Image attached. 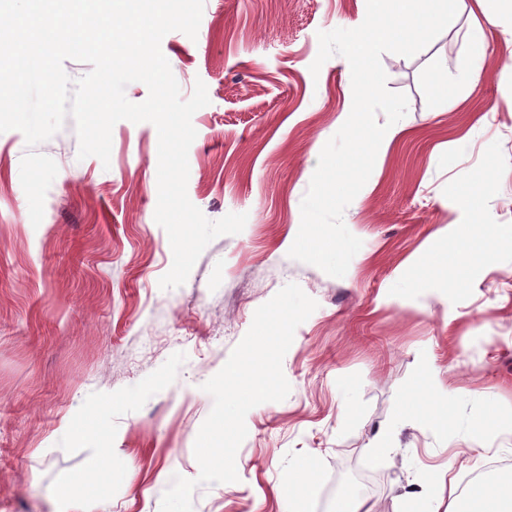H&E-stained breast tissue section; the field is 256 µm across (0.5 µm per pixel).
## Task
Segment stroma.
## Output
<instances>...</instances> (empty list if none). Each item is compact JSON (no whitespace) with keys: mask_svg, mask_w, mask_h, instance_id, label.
Wrapping results in <instances>:
<instances>
[{"mask_svg":"<svg viewBox=\"0 0 512 512\" xmlns=\"http://www.w3.org/2000/svg\"><path fill=\"white\" fill-rule=\"evenodd\" d=\"M473 8L458 0L452 23L415 56L381 57L408 110L344 211L363 245L340 278L288 251L352 95L343 56L311 74L317 34L356 21L366 0H205L196 38L163 37L182 98L199 80L209 97L192 118L188 197L212 221L248 216L205 248L180 287L159 286L173 255L154 219L153 124L117 122L105 165L78 159L66 119L36 147L59 168L37 226L20 181L24 136L0 133V512H66L70 497L82 512H160L173 475L200 473L194 442L213 407L203 384L290 283L318 303L283 359L291 391L247 413L238 481L197 487L193 512H288L281 490L305 460L318 474L305 512H333L340 496L406 512L407 492L452 455L459 491L512 476V427L467 435L483 410L512 417V107L500 99L512 84V16L486 26L472 82L462 48ZM448 79L461 99L432 93ZM485 172L491 187L473 217L458 190ZM471 222L502 236L471 280L392 295L419 276L424 251L455 252L451 225ZM425 359L459 391L453 427L400 416ZM381 434L387 451L371 452ZM99 472L102 499L80 482Z\"/></svg>","mask_w":512,"mask_h":512,"instance_id":"obj_1","label":"stroma"}]
</instances>
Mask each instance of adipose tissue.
<instances>
[{"label":"adipose tissue","instance_id":"ef3b65f1","mask_svg":"<svg viewBox=\"0 0 512 512\" xmlns=\"http://www.w3.org/2000/svg\"><path fill=\"white\" fill-rule=\"evenodd\" d=\"M457 398V390L441 385L438 372L426 360L403 415L423 426L445 427L453 419ZM414 512H512V478L480 481L457 496L446 494L443 478L434 477L425 494L416 497Z\"/></svg>","mask_w":512,"mask_h":512}]
</instances>
